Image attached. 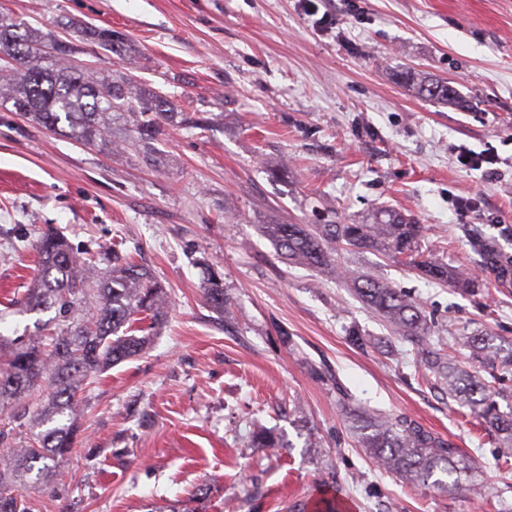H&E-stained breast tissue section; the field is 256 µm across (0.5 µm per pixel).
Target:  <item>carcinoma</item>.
Returning a JSON list of instances; mask_svg holds the SVG:
<instances>
[{"label":"carcinoma","mask_w":512,"mask_h":512,"mask_svg":"<svg viewBox=\"0 0 512 512\" xmlns=\"http://www.w3.org/2000/svg\"><path fill=\"white\" fill-rule=\"evenodd\" d=\"M96 43L113 50L119 36L106 28L92 31ZM0 74L10 76L3 96L14 111L39 126L87 143L105 141L112 113L135 116L134 146L152 138L169 103L160 95L132 96L129 85L99 79L70 62L72 49L60 38L43 41L38 32L16 23L0 22ZM426 96L450 101L455 91L446 82L422 80ZM265 236L277 255L296 264L329 270L340 277L337 250L379 251L400 258L423 276L459 290L476 287L467 270L442 262L424 245L422 225L402 214L371 224H266ZM33 287L23 304L31 309H54L68 319L66 330L45 344L15 339L0 367V416L14 426L0 430V441L23 429H37L35 443L16 448L0 459V512H29L16 485L31 473L48 480L55 461L70 455L81 442L76 423L82 415L77 392L103 371L140 355L149 345L150 331L166 317L167 295L147 269L112 258L106 278L95 280L90 265L76 260L67 239L53 229L40 236ZM481 266L500 281L512 278L509 256L482 242L476 244ZM361 302L376 313L398 341L417 345L413 366L418 379L448 394L486 434L512 451V340L476 333L461 337L470 365L460 364L445 350L444 328L436 325L424 305L398 288L372 276H348ZM206 302L224 309L221 277L211 272L204 287ZM149 321L148 326L141 323ZM46 387L44 403L23 408L30 392ZM506 407H501V403ZM347 419L371 454L378 469L405 483L452 496L462 490L461 477L475 478L481 464L457 444L404 417L353 409ZM314 512H345L336 495L316 501Z\"/></svg>","instance_id":"cac0c4a2"}]
</instances>
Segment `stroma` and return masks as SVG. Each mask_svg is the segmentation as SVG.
<instances>
[{"label": "stroma", "mask_w": 512, "mask_h": 512, "mask_svg": "<svg viewBox=\"0 0 512 512\" xmlns=\"http://www.w3.org/2000/svg\"><path fill=\"white\" fill-rule=\"evenodd\" d=\"M0 0L40 34L78 27L74 60L132 77L171 113L151 152L54 134L0 104V334L55 336V310L25 311L40 231L105 269L113 252L169 300L150 347L86 382L83 446L27 488L32 512H310L324 486L353 512H512V472L493 438L414 379L411 355L348 340L387 336L343 280L281 262L266 224L362 222L397 211L439 258L473 273L462 292L377 252H339L419 298L462 333L512 339V287L477 262L481 237L512 254V0ZM119 32L106 51L88 32ZM447 81L471 109L419 96L411 73ZM493 151L497 174L459 148ZM221 274L223 311L204 300ZM300 412H293L292 402ZM406 416L486 467L438 495L382 473L345 405ZM270 428L285 448H254Z\"/></svg>", "instance_id": "stroma-1"}]
</instances>
